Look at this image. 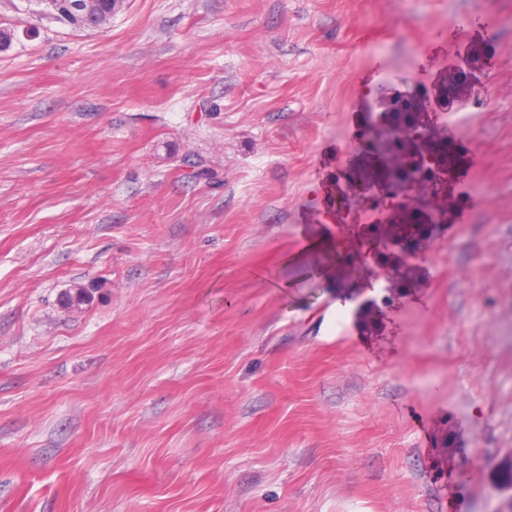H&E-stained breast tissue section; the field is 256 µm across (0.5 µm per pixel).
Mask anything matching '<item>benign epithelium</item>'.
Here are the masks:
<instances>
[{
	"instance_id": "benign-epithelium-1",
	"label": "benign epithelium",
	"mask_w": 512,
	"mask_h": 512,
	"mask_svg": "<svg viewBox=\"0 0 512 512\" xmlns=\"http://www.w3.org/2000/svg\"><path fill=\"white\" fill-rule=\"evenodd\" d=\"M361 151L365 165L352 178V185L361 189V195L373 197L385 214L384 223L364 229L380 240V251L409 266L418 254L415 243L447 216L446 209L434 208L431 200L440 194L443 176L452 165L451 154L435 141L423 113L404 107L393 97L380 98L368 109ZM429 172L433 173L429 193L409 205L390 202L388 188L392 183L412 182ZM336 257L341 268L366 265L364 253L350 243L338 248Z\"/></svg>"
}]
</instances>
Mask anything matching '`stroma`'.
I'll return each mask as SVG.
<instances>
[{
    "mask_svg": "<svg viewBox=\"0 0 512 512\" xmlns=\"http://www.w3.org/2000/svg\"><path fill=\"white\" fill-rule=\"evenodd\" d=\"M1 22L0 512H512V0ZM458 75L412 269L296 262L382 221L375 94Z\"/></svg>",
    "mask_w": 512,
    "mask_h": 512,
    "instance_id": "stroma-1",
    "label": "stroma"
}]
</instances>
